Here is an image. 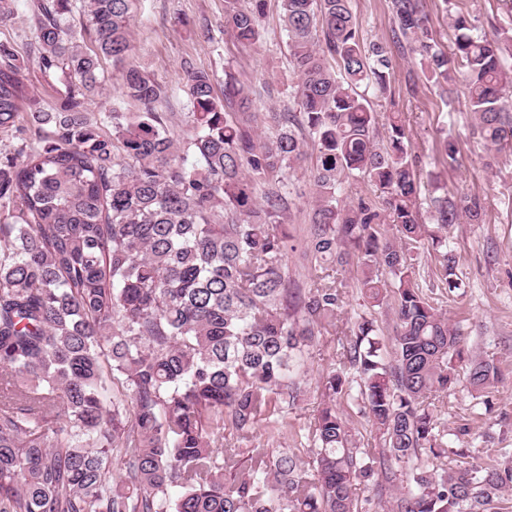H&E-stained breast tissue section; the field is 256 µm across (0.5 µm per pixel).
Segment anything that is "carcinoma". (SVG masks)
Listing matches in <instances>:
<instances>
[{"instance_id":"1","label":"carcinoma","mask_w":512,"mask_h":512,"mask_svg":"<svg viewBox=\"0 0 512 512\" xmlns=\"http://www.w3.org/2000/svg\"><path fill=\"white\" fill-rule=\"evenodd\" d=\"M224 0V33L255 43L266 0ZM131 0H37L31 61L65 81L48 112L0 40V512H501L512 448L490 465L456 448L438 408L456 382L462 330L434 289L463 287L448 238L417 209V160L404 114L379 136L366 89L387 93V45L364 42L349 0H280L299 110L259 131L250 87L185 63L191 134L170 136L162 85L130 65L120 98L91 123L101 61L131 50ZM395 38L448 102L462 84L480 137L512 144V36L451 16L455 50L435 42L424 0H390ZM86 18L95 47L73 28ZM29 112L22 113L23 103ZM38 132L20 136L21 115ZM315 150L303 278L285 270L293 205L284 182ZM363 181L372 195L343 196ZM446 229L480 223L468 197L432 198ZM440 272L420 275L425 239ZM356 261L352 284L345 267ZM393 315L392 352L362 316L322 374L307 458L288 447L306 386V348L336 329L346 288ZM503 380L492 359L467 370L470 392ZM361 396L378 439L368 448L337 399ZM267 439L252 442L259 427Z\"/></svg>"}]
</instances>
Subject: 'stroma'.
I'll use <instances>...</instances> for the list:
<instances>
[{"label": "stroma", "mask_w": 512, "mask_h": 512, "mask_svg": "<svg viewBox=\"0 0 512 512\" xmlns=\"http://www.w3.org/2000/svg\"><path fill=\"white\" fill-rule=\"evenodd\" d=\"M14 14L0 22V40H10L20 57H27L35 37L31 19L32 0H16ZM434 39L451 48L456 32L449 16L463 12L472 22L493 32L512 28V14L502 0H425ZM352 13L365 41L390 44L393 76L388 98L376 99L378 118L399 109L406 118L414 151L420 158L421 205H428L434 191L477 199L484 208L482 223L449 226L448 239L457 257L458 276L464 287L440 298L451 322L464 331L463 359L457 364L460 377L447 396L441 419L449 430L469 427L471 433L490 432L492 440L481 451L484 461L498 459L501 447L512 448V150L496 152L481 143L475 133L464 94L445 104L438 88L421 71L417 58L393 42L388 0H351ZM131 61L154 75L167 89L159 111L170 116L169 130L181 140L190 133L185 119L184 61L208 70L216 91L224 89V69L233 67L241 79L260 94L266 112H293L298 77L289 64L287 37L280 20L279 0H267L261 39L241 45L224 34V0H132ZM105 90L87 104L90 118H102L113 104L137 111L132 102L119 99L122 66L104 60ZM454 134L458 154L444 161L440 141ZM366 308L356 294H349L340 314L337 332L321 336L306 364L307 393L291 411L297 432H304L321 403L320 377L337 361L338 331L347 330ZM499 360L505 377L492 393L472 397L464 375L471 357Z\"/></svg>", "instance_id": "35a3bbf8"}]
</instances>
